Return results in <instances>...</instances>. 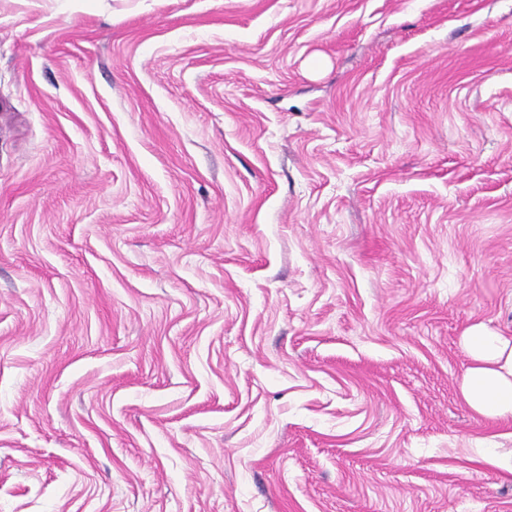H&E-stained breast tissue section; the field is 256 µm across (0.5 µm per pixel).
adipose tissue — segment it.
<instances>
[{
	"label": "adipose tissue",
	"instance_id": "obj_1",
	"mask_svg": "<svg viewBox=\"0 0 512 512\" xmlns=\"http://www.w3.org/2000/svg\"><path fill=\"white\" fill-rule=\"evenodd\" d=\"M462 345L472 360L462 377L466 401L483 416L512 417V341L474 328Z\"/></svg>",
	"mask_w": 512,
	"mask_h": 512
}]
</instances>
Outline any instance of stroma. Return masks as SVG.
<instances>
[{
  "instance_id": "obj_1",
  "label": "stroma",
  "mask_w": 512,
  "mask_h": 512,
  "mask_svg": "<svg viewBox=\"0 0 512 512\" xmlns=\"http://www.w3.org/2000/svg\"><path fill=\"white\" fill-rule=\"evenodd\" d=\"M512 0H0V512H512ZM472 364L462 377L466 401L490 418L512 417V345L503 336L473 328L462 337Z\"/></svg>"
}]
</instances>
